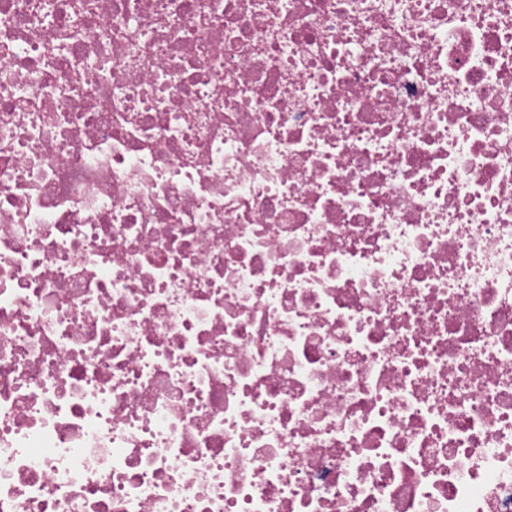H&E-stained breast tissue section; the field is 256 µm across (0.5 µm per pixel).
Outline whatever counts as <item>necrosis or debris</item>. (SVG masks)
I'll return each mask as SVG.
<instances>
[{"label":"necrosis or debris","instance_id":"1","mask_svg":"<svg viewBox=\"0 0 512 512\" xmlns=\"http://www.w3.org/2000/svg\"><path fill=\"white\" fill-rule=\"evenodd\" d=\"M0 512H512V0H0Z\"/></svg>","mask_w":512,"mask_h":512}]
</instances>
